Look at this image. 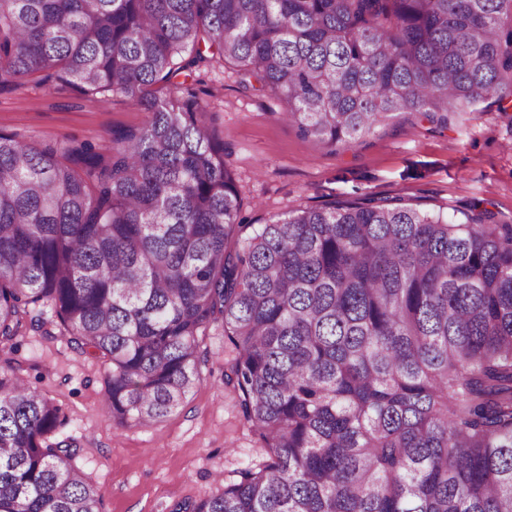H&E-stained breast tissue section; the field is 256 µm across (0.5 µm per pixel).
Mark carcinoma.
I'll return each instance as SVG.
<instances>
[{
    "label": "carcinoma",
    "instance_id": "cac0c4a2",
    "mask_svg": "<svg viewBox=\"0 0 512 512\" xmlns=\"http://www.w3.org/2000/svg\"><path fill=\"white\" fill-rule=\"evenodd\" d=\"M214 60L329 146L445 127L512 99V0H0V88L149 114L103 148L0 132V512H104L27 328L100 362L127 427L197 387L213 323L268 460L172 512H512V224L375 196L241 223L209 105L154 89Z\"/></svg>",
    "mask_w": 512,
    "mask_h": 512
}]
</instances>
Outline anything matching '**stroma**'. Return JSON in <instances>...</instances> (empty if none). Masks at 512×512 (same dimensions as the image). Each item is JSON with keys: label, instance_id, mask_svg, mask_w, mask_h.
I'll return each mask as SVG.
<instances>
[{"label": "stroma", "instance_id": "obj_1", "mask_svg": "<svg viewBox=\"0 0 512 512\" xmlns=\"http://www.w3.org/2000/svg\"><path fill=\"white\" fill-rule=\"evenodd\" d=\"M184 84L210 106L245 223L368 195L448 214L488 200L499 220L512 221V103L488 98L475 111L449 113L444 128L405 113L355 144L331 147L283 120L285 106L271 93L244 89L233 64H213ZM148 119L121 95L94 104L69 87L28 82L0 90V130L25 140L98 146ZM201 352L200 383L175 412L155 426L116 428L102 412L97 360L71 350L64 337L27 331L18 352L25 378L64 406L68 420L58 436L78 440V464L100 488L105 512H171L266 461L224 386L232 352L222 329L208 330Z\"/></svg>", "mask_w": 512, "mask_h": 512}]
</instances>
